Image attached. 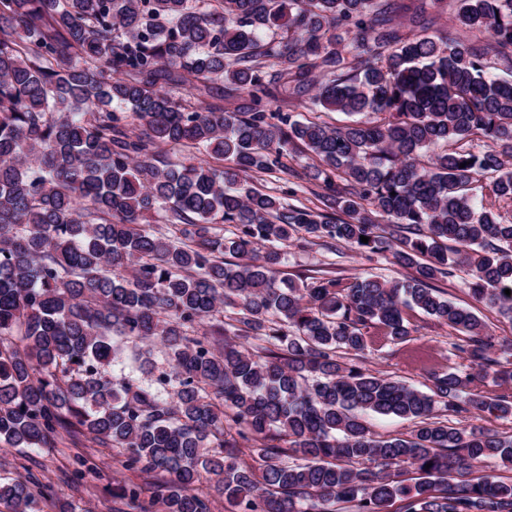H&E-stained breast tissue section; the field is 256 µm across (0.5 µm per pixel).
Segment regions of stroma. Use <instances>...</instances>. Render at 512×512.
Listing matches in <instances>:
<instances>
[{
    "mask_svg": "<svg viewBox=\"0 0 512 512\" xmlns=\"http://www.w3.org/2000/svg\"><path fill=\"white\" fill-rule=\"evenodd\" d=\"M350 280L356 276H378L389 281L407 279L409 270L392 265L381 256H365L344 246L332 253L320 246L308 251L292 248L282 274L302 282L322 274ZM467 267H457L451 277L439 281L438 287L448 299L473 308L486 325L498 355L512 361V320L496 310L475 303L465 282ZM409 319L413 332L406 341L392 343L384 337H373L361 358V366L405 381L429 391L430 374L436 370L455 369L468 372L469 363L458 357L456 346L462 343V333L440 324L420 311H412ZM123 457L116 448H102L89 439L64 441L52 448H14L0 451V478L34 475L50 486L52 497L43 505L44 512H58L64 502L78 505L80 512H121L122 502L112 491L121 486H140L144 496H151L156 485L164 483L165 475L148 477L125 468Z\"/></svg>",
    "mask_w": 512,
    "mask_h": 512,
    "instance_id": "obj_1",
    "label": "stroma"
}]
</instances>
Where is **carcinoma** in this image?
<instances>
[{"instance_id": "cac0c4a2", "label": "carcinoma", "mask_w": 512, "mask_h": 512, "mask_svg": "<svg viewBox=\"0 0 512 512\" xmlns=\"http://www.w3.org/2000/svg\"><path fill=\"white\" fill-rule=\"evenodd\" d=\"M453 2L445 33L403 0H0V442L88 437L168 475L149 500L123 488L126 512H210L207 478L237 512H512V481L474 476L512 469V436L437 410L512 416V364L436 287L465 265L512 320V79L490 73H512V0ZM218 81L246 103H191ZM309 104L353 120L288 112ZM300 148L313 208L250 183H290ZM340 244L411 276H280L284 247ZM416 308L465 335L475 372L425 393L343 360L371 329L405 341ZM130 340L161 345L145 383L107 371ZM489 374L506 392L470 388ZM367 413L414 427L378 438ZM46 497L0 481L9 512Z\"/></svg>"}]
</instances>
